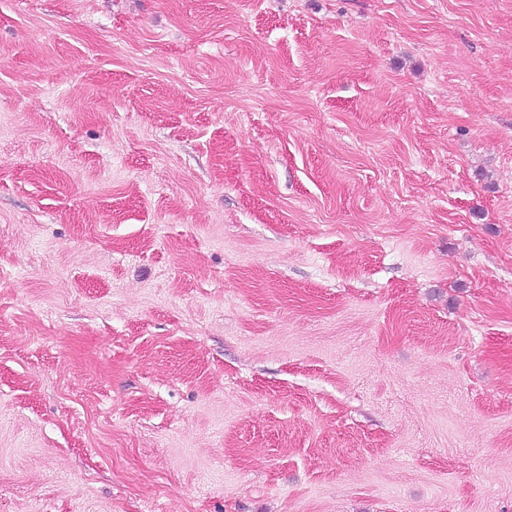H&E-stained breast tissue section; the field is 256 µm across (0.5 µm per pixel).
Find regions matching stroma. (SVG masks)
<instances>
[{
    "label": "stroma",
    "instance_id": "1",
    "mask_svg": "<svg viewBox=\"0 0 512 512\" xmlns=\"http://www.w3.org/2000/svg\"><path fill=\"white\" fill-rule=\"evenodd\" d=\"M0 512H512V0H0Z\"/></svg>",
    "mask_w": 512,
    "mask_h": 512
}]
</instances>
